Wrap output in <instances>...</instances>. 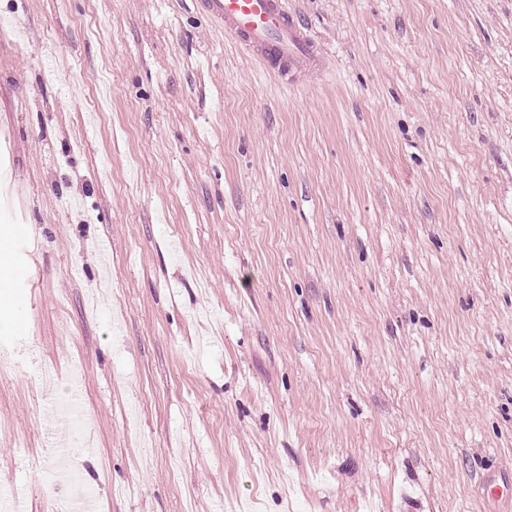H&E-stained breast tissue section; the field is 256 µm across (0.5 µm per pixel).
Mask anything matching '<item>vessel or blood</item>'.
<instances>
[{
  "mask_svg": "<svg viewBox=\"0 0 512 512\" xmlns=\"http://www.w3.org/2000/svg\"><path fill=\"white\" fill-rule=\"evenodd\" d=\"M194 5L282 78H290L316 62L313 44L302 35L284 0H194Z\"/></svg>",
  "mask_w": 512,
  "mask_h": 512,
  "instance_id": "1",
  "label": "vessel or blood"
}]
</instances>
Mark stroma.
I'll list each match as a JSON object with an SVG mask.
<instances>
[{"label":"stroma","instance_id":"obj_1","mask_svg":"<svg viewBox=\"0 0 512 512\" xmlns=\"http://www.w3.org/2000/svg\"><path fill=\"white\" fill-rule=\"evenodd\" d=\"M0 0V496L512 512V0ZM285 0H194L244 49L260 56L286 80L316 62L313 44L288 13Z\"/></svg>","mask_w":512,"mask_h":512}]
</instances>
